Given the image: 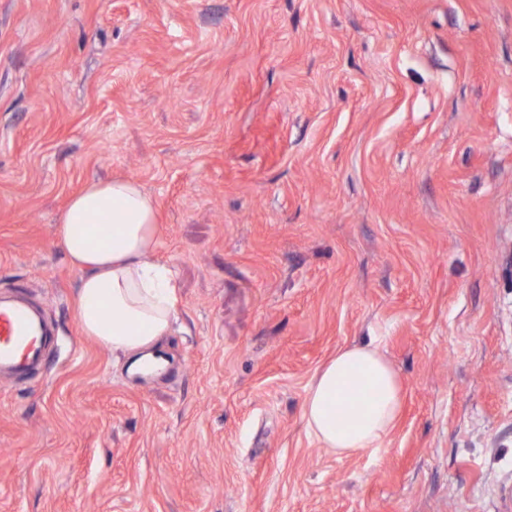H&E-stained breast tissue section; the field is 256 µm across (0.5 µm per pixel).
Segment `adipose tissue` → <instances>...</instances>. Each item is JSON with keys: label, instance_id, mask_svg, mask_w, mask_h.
Instances as JSON below:
<instances>
[{"label": "adipose tissue", "instance_id": "adipose-tissue-1", "mask_svg": "<svg viewBox=\"0 0 512 512\" xmlns=\"http://www.w3.org/2000/svg\"><path fill=\"white\" fill-rule=\"evenodd\" d=\"M158 231L154 200L122 177L87 182L55 226L57 242L81 274V330L113 354L151 355L173 332V272L151 258ZM401 404L398 375L380 348L350 344L314 374L302 417L321 447L351 456L384 447Z\"/></svg>", "mask_w": 512, "mask_h": 512}]
</instances>
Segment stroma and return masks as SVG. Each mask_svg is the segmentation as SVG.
I'll return each mask as SVG.
<instances>
[{"mask_svg": "<svg viewBox=\"0 0 512 512\" xmlns=\"http://www.w3.org/2000/svg\"><path fill=\"white\" fill-rule=\"evenodd\" d=\"M154 198L168 370L85 336L54 224ZM512 0H0V292L59 347L0 380V512H498L512 485ZM376 343L385 446L308 435ZM365 393L361 408L345 420L350 397ZM402 387L376 344H350L314 374L302 407L308 433L322 448L351 456L385 446L398 419Z\"/></svg>", "mask_w": 512, "mask_h": 512, "instance_id": "35a3bbf8", "label": "stroma"}]
</instances>
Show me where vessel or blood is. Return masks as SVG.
<instances>
[{
  "label": "vessel or blood",
  "instance_id": "1",
  "mask_svg": "<svg viewBox=\"0 0 512 512\" xmlns=\"http://www.w3.org/2000/svg\"><path fill=\"white\" fill-rule=\"evenodd\" d=\"M58 344L51 324L28 300L27 288L11 297L0 296V377L22 384L35 383Z\"/></svg>",
  "mask_w": 512,
  "mask_h": 512
}]
</instances>
